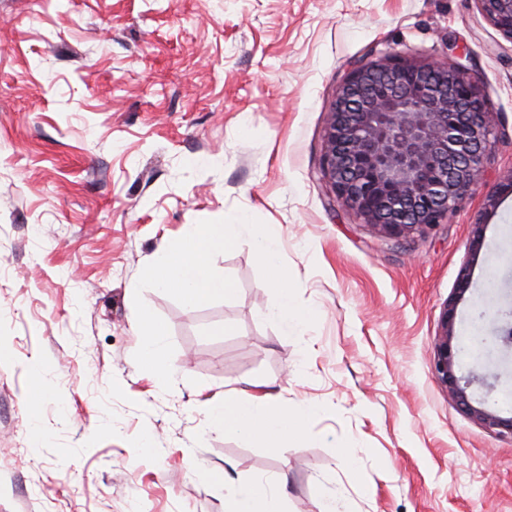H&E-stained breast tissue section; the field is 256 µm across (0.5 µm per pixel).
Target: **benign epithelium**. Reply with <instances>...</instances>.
<instances>
[{"label": "benign epithelium", "instance_id": "obj_1", "mask_svg": "<svg viewBox=\"0 0 512 512\" xmlns=\"http://www.w3.org/2000/svg\"><path fill=\"white\" fill-rule=\"evenodd\" d=\"M483 18L512 43V0H475ZM496 140L492 112L473 69L459 63H422L398 53L355 67L328 112L321 172L336 201L387 237L407 238L448 220L458 202L483 182ZM470 286L460 271L443 306L433 374L457 407L486 429L512 435L507 417L470 388L486 375H458L461 343L454 334L458 303ZM495 326L480 337L512 348V319L494 311Z\"/></svg>", "mask_w": 512, "mask_h": 512}]
</instances>
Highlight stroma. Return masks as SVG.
I'll return each mask as SVG.
<instances>
[{
    "label": "stroma",
    "instance_id": "obj_1",
    "mask_svg": "<svg viewBox=\"0 0 512 512\" xmlns=\"http://www.w3.org/2000/svg\"><path fill=\"white\" fill-rule=\"evenodd\" d=\"M463 50L497 131L484 181L427 234L375 233L320 173L336 90L386 53ZM511 167L512 44L474 0H0V512H225L261 477L287 512H512V437L432 373L461 267L458 336L512 304ZM239 211L281 225L316 321L267 317L236 245L213 261L235 298L142 294L175 347L164 391L134 360L137 279L183 225ZM228 387L314 409L282 448L205 432Z\"/></svg>",
    "mask_w": 512,
    "mask_h": 512
}]
</instances>
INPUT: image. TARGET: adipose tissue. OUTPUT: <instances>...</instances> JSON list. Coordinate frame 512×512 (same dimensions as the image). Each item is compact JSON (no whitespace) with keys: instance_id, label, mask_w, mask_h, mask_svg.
Wrapping results in <instances>:
<instances>
[{"instance_id":"adipose-tissue-1","label":"adipose tissue","mask_w":512,"mask_h":512,"mask_svg":"<svg viewBox=\"0 0 512 512\" xmlns=\"http://www.w3.org/2000/svg\"><path fill=\"white\" fill-rule=\"evenodd\" d=\"M312 408V403L303 402L290 414L279 409L270 395L246 396L228 389L208 405L206 417L210 429L261 439L279 448L300 434ZM225 512H284V505L275 485L254 481L231 488Z\"/></svg>"}]
</instances>
